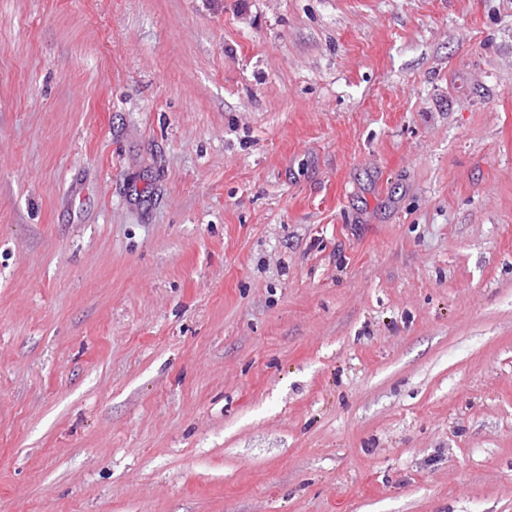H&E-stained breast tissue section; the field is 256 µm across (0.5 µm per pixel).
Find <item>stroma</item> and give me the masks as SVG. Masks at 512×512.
I'll list each match as a JSON object with an SVG mask.
<instances>
[{"label": "stroma", "instance_id": "obj_1", "mask_svg": "<svg viewBox=\"0 0 512 512\" xmlns=\"http://www.w3.org/2000/svg\"><path fill=\"white\" fill-rule=\"evenodd\" d=\"M0 512H512V0H0Z\"/></svg>", "mask_w": 512, "mask_h": 512}]
</instances>
